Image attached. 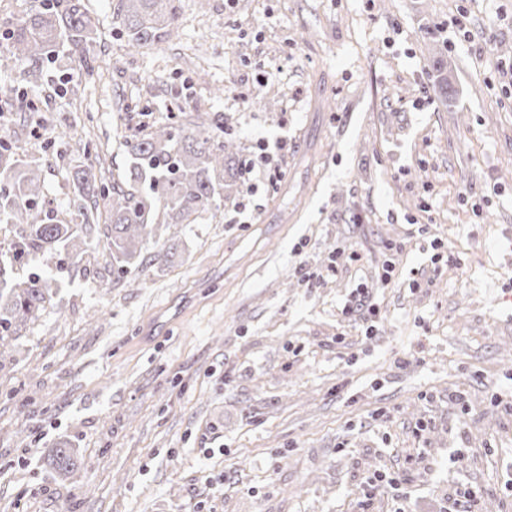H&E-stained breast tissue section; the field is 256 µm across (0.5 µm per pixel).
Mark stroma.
Returning a JSON list of instances; mask_svg holds the SVG:
<instances>
[{"instance_id": "1", "label": "stroma", "mask_w": 512, "mask_h": 512, "mask_svg": "<svg viewBox=\"0 0 512 512\" xmlns=\"http://www.w3.org/2000/svg\"><path fill=\"white\" fill-rule=\"evenodd\" d=\"M84 3L92 70L34 85L0 46V138L59 220L85 144L112 184L174 101L270 162L158 230L171 264L117 276L99 231L37 255L64 286L0 348V512H443L470 485L512 512V0H181L179 40L136 51ZM362 282L370 332L342 312ZM47 461L58 477L66 478L75 466L74 449L70 448L67 443H60L53 448Z\"/></svg>"}]
</instances>
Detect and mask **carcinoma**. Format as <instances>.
Segmentation results:
<instances>
[{
	"label": "carcinoma",
	"mask_w": 512,
	"mask_h": 512,
	"mask_svg": "<svg viewBox=\"0 0 512 512\" xmlns=\"http://www.w3.org/2000/svg\"><path fill=\"white\" fill-rule=\"evenodd\" d=\"M34 14L7 23L5 35L14 63L29 82L40 79L39 61L88 63L97 29L82 0H43ZM127 45L142 48L159 33L177 34L179 0H118L115 5ZM184 108L176 103L167 120L145 135L127 142L128 164L123 182L112 192L95 195L101 170L90 162L75 172L84 208L106 213L107 248L112 270L123 275L143 266V250L155 226L191 224L217 207V195L231 194L241 177L233 143L219 140L205 123L189 127L180 121ZM11 143L0 139V223L16 224L11 261L27 263L40 252L76 255L91 236L93 225L55 221L38 165L14 158ZM60 288L57 280L31 272L20 283L0 264V346L50 305ZM54 473L67 477L75 466L74 449L60 443L48 456Z\"/></svg>",
	"instance_id": "cac0c4a2"
}]
</instances>
